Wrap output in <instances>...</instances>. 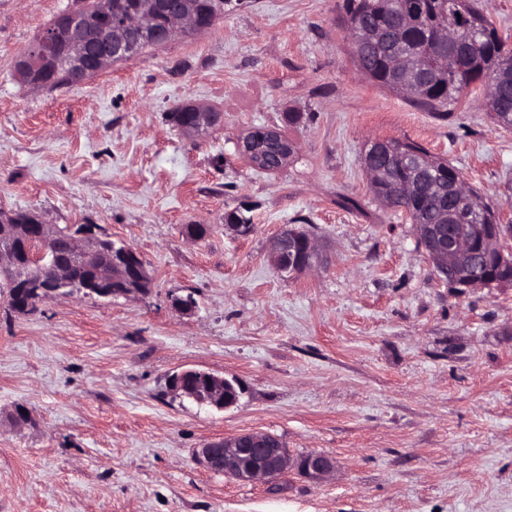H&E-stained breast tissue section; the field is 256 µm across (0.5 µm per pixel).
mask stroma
Wrapping results in <instances>:
<instances>
[{"label": "stroma", "instance_id": "35a3bbf8", "mask_svg": "<svg viewBox=\"0 0 512 512\" xmlns=\"http://www.w3.org/2000/svg\"><path fill=\"white\" fill-rule=\"evenodd\" d=\"M73 3L0 0V209L99 225L152 288L31 315L0 291V512H512V285L440 280L361 160L369 141H416L512 224V131L484 101L437 115L371 82L344 0H248L78 86L22 84L17 58ZM185 104L223 125L183 134L166 115ZM258 126L294 144L277 171L235 151ZM238 207L245 236L224 230ZM294 226L323 260L288 278L268 247ZM186 295L189 316L171 305ZM182 367L236 379L238 405L172 397ZM18 405L31 420L15 427ZM247 432L336 469L249 483L198 462Z\"/></svg>", "mask_w": 512, "mask_h": 512}]
</instances>
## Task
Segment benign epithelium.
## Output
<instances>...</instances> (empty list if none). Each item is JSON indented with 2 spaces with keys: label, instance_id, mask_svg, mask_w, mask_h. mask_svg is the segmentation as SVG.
Returning <instances> with one entry per match:
<instances>
[{
  "label": "benign epithelium",
  "instance_id": "obj_1",
  "mask_svg": "<svg viewBox=\"0 0 512 512\" xmlns=\"http://www.w3.org/2000/svg\"><path fill=\"white\" fill-rule=\"evenodd\" d=\"M83 11L71 10L50 23L38 36L31 49L16 62L18 75L27 79L36 72L49 74L62 65L86 81L115 63L127 59L137 49L133 43L112 41V31L101 37H87L82 33ZM115 24L148 36L156 47L178 36L190 35L203 28V22L194 12L173 10L164 0H149L138 13L120 18ZM74 33L65 54L55 52L54 34L57 26ZM266 139L252 135L237 140L236 149L248 162L263 168L266 151H278L280 164L288 162L293 145L274 130H265ZM382 141L375 140L363 152L362 163L373 180L380 176L374 160L380 154ZM13 212L0 209V281L16 287L22 281L20 273L34 272L41 287L33 298L15 303L24 313H32L49 299L66 295L74 284L73 269L84 266L91 279L78 285L80 291L101 299L124 297L136 299L149 293L152 279L137 251L124 245L104 249V236L92 225L64 230L48 223L43 217L33 224H16ZM418 238L426 244V253L440 279L461 292L472 288H486L512 282V226L486 224L476 228L481 247L491 262L488 278H465L457 273L463 254L453 234L436 233L425 224L415 225ZM269 257L274 268L294 276L311 267L319 259L316 245L309 234L290 227L270 244ZM169 391L179 397L217 410L231 408L240 400L242 387L222 375L193 368L173 373ZM200 462L210 471L240 481L255 482L286 474L295 469L310 480L324 479L336 467L333 457L312 452L292 460L288 450L276 445V437L269 433L248 432L205 444L198 451Z\"/></svg>",
  "mask_w": 512,
  "mask_h": 512
}]
</instances>
